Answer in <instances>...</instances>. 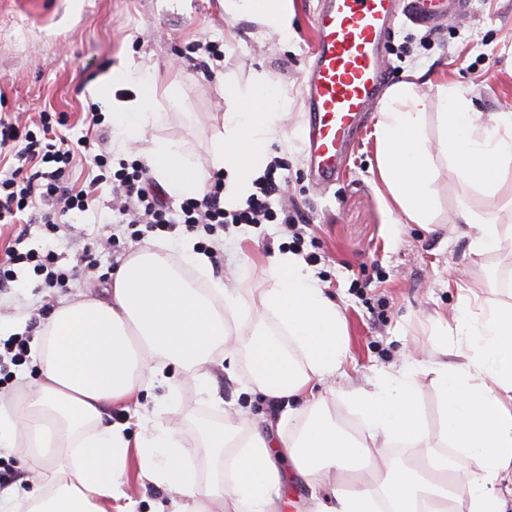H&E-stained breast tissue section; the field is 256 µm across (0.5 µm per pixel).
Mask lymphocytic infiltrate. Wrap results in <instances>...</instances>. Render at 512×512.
Segmentation results:
<instances>
[{"instance_id": "lymphocytic-infiltrate-1", "label": "lymphocytic infiltrate", "mask_w": 512, "mask_h": 512, "mask_svg": "<svg viewBox=\"0 0 512 512\" xmlns=\"http://www.w3.org/2000/svg\"><path fill=\"white\" fill-rule=\"evenodd\" d=\"M11 165L0 177V222L17 223L20 214H27L29 223H39L60 230L62 219L72 211H86L93 190L107 180H114L117 194L112 210L120 223L143 225L146 232L184 225L186 232L197 228L214 230L227 225L263 224L274 221L277 211L274 197L279 189L274 171H266L256 179L255 191L244 208L226 209L221 194V181H213L202 198L185 200L177 217H170L157 207L144 185V169L134 166L132 172H113L104 155L97 154L93 163L98 169L88 189L69 186L66 176L74 164L75 153L66 141L56 143L37 137L30 130H20L9 120L0 118V157Z\"/></svg>"}]
</instances>
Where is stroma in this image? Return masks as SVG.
<instances>
[{
    "mask_svg": "<svg viewBox=\"0 0 512 512\" xmlns=\"http://www.w3.org/2000/svg\"><path fill=\"white\" fill-rule=\"evenodd\" d=\"M319 0H288L294 14L287 45L249 19H230L220 0H0V117L24 125L46 111L62 118L57 134L77 146L69 180L83 187L98 173L78 139L107 131L112 170L137 161L136 148L121 149L111 137V118L92 129L87 114L99 79L127 51L159 72L158 100H165L171 75L188 111L168 113L157 137L187 143L207 160L210 142L222 129V87L243 85L263 71L290 104L283 140L270 147L272 162L287 178L277 194L279 209L300 215V238L279 224L243 225L224 234L217 276H230L248 263L262 279L270 257L292 251L305 260L327 295L342 310L347 329L346 372L360 384L390 364L401 362L411 341L423 346L441 340V322L450 320L460 300L456 285H480L484 297L512 304V241L500 251L475 253L474 231L452 223L459 203L512 231V206L468 187L452 168L439 165L435 183L438 215L434 231L408 223L393 210L379 180L372 136L377 112H369L354 133L340 175L322 188L309 176L300 141L304 126L302 85L313 44L312 15ZM391 83L418 73L417 93L428 107L445 84L472 98L476 111L512 110V0H468L465 12L428 28L395 20L383 52ZM112 187L100 184L87 211L74 212L72 231L48 234L31 225L0 223V267L8 252L53 251L56 264L71 269L85 245L94 267L67 287L40 288L32 266L20 286L0 289V342L15 336L37 340L41 324L62 298L101 297L112 274L135 244V225L103 226ZM111 237L110 246L97 241Z\"/></svg>",
    "mask_w": 512,
    "mask_h": 512,
    "instance_id": "obj_1",
    "label": "stroma"
}]
</instances>
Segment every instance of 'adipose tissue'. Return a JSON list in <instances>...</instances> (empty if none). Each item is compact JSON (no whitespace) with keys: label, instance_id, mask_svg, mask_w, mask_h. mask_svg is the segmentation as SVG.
Wrapping results in <instances>:
<instances>
[{"label":"adipose tissue","instance_id":"ef3b65f1","mask_svg":"<svg viewBox=\"0 0 512 512\" xmlns=\"http://www.w3.org/2000/svg\"><path fill=\"white\" fill-rule=\"evenodd\" d=\"M230 18L248 17L287 37L288 0H224ZM158 76L126 58L104 76L103 111L112 115L119 146L139 153L171 194L201 198L211 171L224 177L231 206L255 190L270 163L269 146L289 112L276 84L255 73L243 87H225L223 130L208 164L179 141L146 138L177 97L157 98ZM414 81L390 87L374 127L376 163L395 210L406 221L433 222L436 159L461 173L467 185L512 198V111L481 115L466 95L441 89L438 137L424 132L426 104ZM127 95L116 98L115 90ZM456 221L477 228L475 252L499 250V224L459 205ZM186 277L165 248H134L112 274L106 299L58 305L43 321L31 357L38 372L17 399H0V456L17 459L26 487L0 492V512H130L118 505L129 456L140 475L173 491L176 512H283L289 478L312 489L309 512H507L512 502V305L486 302L458 307L456 363H440V445H433L418 404L417 358L337 393L360 416L353 435L325 411L317 384L339 376L347 356L342 311L301 256L275 254L263 281L239 265L233 282L213 276L208 255L184 239ZM272 325H258L257 313ZM228 378L246 370L243 391L277 403L279 414L257 420L237 404L223 420L198 426L188 446L179 422L152 421L127 439L111 423L112 408L137 400L152 384L167 390L162 413L172 415L183 382L199 387L201 401L221 407L214 366ZM417 451L414 465L398 463L390 448ZM208 460L206 476L194 465ZM472 466L460 482L452 456Z\"/></svg>","mask_w":512,"mask_h":512}]
</instances>
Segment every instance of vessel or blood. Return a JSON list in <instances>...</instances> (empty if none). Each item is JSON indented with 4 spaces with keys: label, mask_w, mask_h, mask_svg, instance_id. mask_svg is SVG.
Listing matches in <instances>:
<instances>
[{
    "label": "vessel or blood",
    "mask_w": 512,
    "mask_h": 512,
    "mask_svg": "<svg viewBox=\"0 0 512 512\" xmlns=\"http://www.w3.org/2000/svg\"><path fill=\"white\" fill-rule=\"evenodd\" d=\"M466 0H322L307 63L305 139L309 169L334 181L350 131L389 78L382 49L397 17L431 23Z\"/></svg>",
    "instance_id": "b4317fda"
}]
</instances>
